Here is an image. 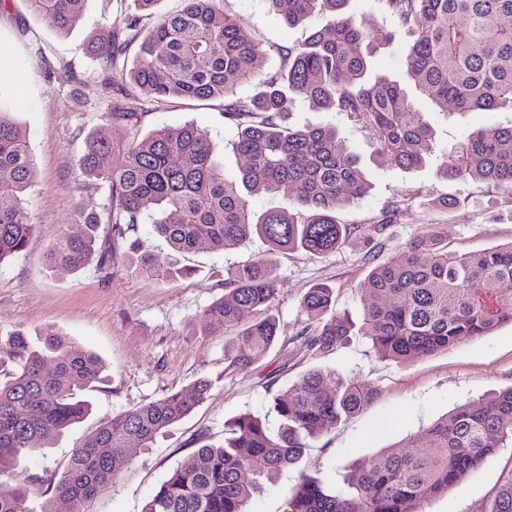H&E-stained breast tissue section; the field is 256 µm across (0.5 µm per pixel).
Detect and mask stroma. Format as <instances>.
I'll use <instances>...</instances> for the list:
<instances>
[{
	"instance_id": "stroma-1",
	"label": "stroma",
	"mask_w": 512,
	"mask_h": 512,
	"mask_svg": "<svg viewBox=\"0 0 512 512\" xmlns=\"http://www.w3.org/2000/svg\"><path fill=\"white\" fill-rule=\"evenodd\" d=\"M227 11L241 16L255 39L267 47L257 64L260 75L276 71L289 48L319 27L313 15L291 28L265 7L263 0H226ZM125 0H86L69 32L51 29L25 0H8L0 12V99L26 130L36 162L27 207L35 231L26 250L0 266V336L24 331L32 346L43 337L61 334L97 354L104 381L85 392L90 409L44 455L22 460L12 476L0 479V494L29 475L61 473L72 453L106 417L147 404L164 393L200 378L211 389L195 411L157 436L150 447L131 443L130 469L100 504L101 512H141L145 500L184 458L199 438L220 445L224 424L244 413L276 426L271 408L275 395L313 368L330 369L346 378L377 387L378 396L360 414L335 432L314 441L300 463L263 481L247 512H281L289 488L301 477L328 479L355 461L384 448L420 439L438 418L466 402H480L512 385V326L466 341L455 348L407 364L379 358L369 341L356 336L344 347L320 354L306 351L298 339L305 325L299 306L316 284L336 291V306L352 318L361 308L357 290L374 266L400 249L416 232L437 226L448 248L468 253L512 242V213L502 209L506 192L476 181H449L435 162L414 170L381 164L365 134L346 116L297 101L288 122L293 126L335 125L365 168L370 189L354 205L338 211L344 224H373L394 204H401L397 224L378 246L355 235L326 256L287 251L277 258V297L273 313L279 342L262 360L239 370L224 364V339L195 329L192 317L225 292L224 268L261 257L267 244L260 238L236 252L196 251L177 256L188 276L147 279L132 273L124 249L113 254L111 269L91 264L81 271L52 272L46 254L64 232L79 229V211L104 212L106 184L79 185L77 161L88 136L123 140L126 130L106 117L122 98L109 82L101 61L86 50L96 32L125 26ZM416 106L435 127V147H452L473 130L493 131L507 120L504 112H435L432 102L416 96ZM208 130L226 176H236L244 159L226 148L235 130L216 101L165 100L148 104L142 132L159 126L176 128L186 121ZM460 198L455 209L431 208L429 199ZM512 477V448L499 449L448 495L431 500L426 512H484L499 486Z\"/></svg>"
}]
</instances>
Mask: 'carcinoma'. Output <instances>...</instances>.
Returning a JSON list of instances; mask_svg holds the SVG:
<instances>
[{
  "instance_id": "carcinoma-1",
  "label": "carcinoma",
  "mask_w": 512,
  "mask_h": 512,
  "mask_svg": "<svg viewBox=\"0 0 512 512\" xmlns=\"http://www.w3.org/2000/svg\"><path fill=\"white\" fill-rule=\"evenodd\" d=\"M58 32L69 30L85 0H27ZM159 0H132L125 28L98 34L90 49L120 79L129 103L107 113L133 129L114 143L96 136L78 160V180L109 189L107 215L80 213L82 230L50 245L49 268L78 272L112 261V248L144 217L176 254L209 249L230 253L253 236L268 245L264 257L224 269V297L193 317L202 330L224 336V364L237 370L261 360L278 341L271 313L276 258L303 250L326 256L354 234L369 241L386 235L401 207L375 224H343L336 212L361 199L369 183L359 158L336 127L286 122L294 97L334 110L372 139L380 161L414 170L433 152L434 129L407 85L428 96L440 112H512V0H383L393 26L411 38L403 58L406 82L370 81L374 37L346 10L349 0H263L289 26L316 12L326 22L283 67L261 80V90L239 97L236 86L258 79L263 45L246 22L224 9V0H184V6L147 26ZM138 43L131 68L121 65ZM163 98L220 100L224 118L238 129L230 143L245 160L229 179L208 132L188 120L178 128L136 132L140 106ZM123 162L113 165V155ZM437 170L451 181H479L512 197V119L488 135L475 130L438 156ZM35 162L26 133L0 111V267L18 258L35 229L24 204ZM289 197L291 212L257 213L248 196ZM110 238L100 240L102 223ZM129 269L143 277L177 278L186 270L161 262L150 244H131ZM361 320L336 311L332 288L317 284L303 295V345L309 352L337 349L351 337L367 338L381 358L409 363L448 351L466 340L512 324V243L476 253L448 250L429 227L387 261L372 267L358 289ZM261 317L242 322L247 313ZM0 476L19 460L41 453L89 411L81 394L101 382L98 357L63 335L33 348L22 331L0 340ZM205 378L147 404L105 419L72 454L60 476L34 474L0 494V512H56L65 499L71 512H97L101 496L128 469L127 446L147 448L206 398ZM376 389L333 370L311 369L273 400L276 433L245 413L224 426V444L199 438V446L157 486L141 512H246L256 482L296 466L310 442L366 409ZM512 447V386L477 406L463 405L435 421L422 445L389 448L345 469L334 483L305 476L288 494L282 512H424L500 448ZM488 512H512V478L499 488Z\"/></svg>"
}]
</instances>
